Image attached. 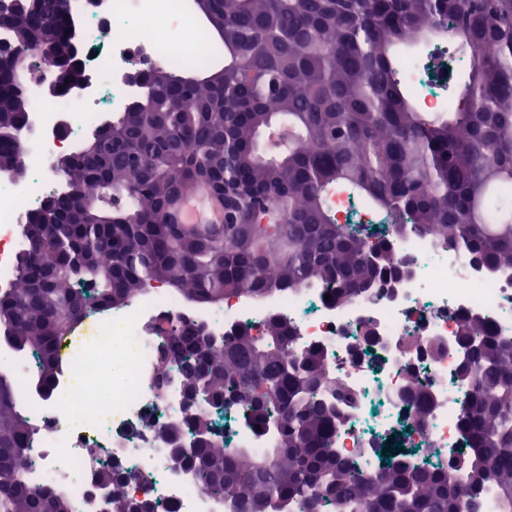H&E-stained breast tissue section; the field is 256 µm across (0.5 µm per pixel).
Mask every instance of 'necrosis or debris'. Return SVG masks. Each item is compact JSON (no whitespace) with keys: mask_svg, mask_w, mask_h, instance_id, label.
<instances>
[{"mask_svg":"<svg viewBox=\"0 0 512 512\" xmlns=\"http://www.w3.org/2000/svg\"><path fill=\"white\" fill-rule=\"evenodd\" d=\"M70 18L85 36L83 63L89 88L80 95H32V109L20 131L29 143L23 172L0 174V288L15 282L16 260L31 212L49 196L64 194L67 183L52 167L58 153H71L124 112L135 95L123 76L150 67L180 69L220 59L207 29L185 0H70ZM406 81L421 95L420 109H448V56L434 47L421 50L419 66L404 65ZM429 237L413 233L397 239L395 257L411 273L392 288L339 305L319 288L283 292L263 300L230 295L223 318L174 295L165 285L148 284L127 304L97 311L79 328V340L49 395L32 391L28 379L17 395L35 428L22 472L31 485L53 480L76 504V512H101L105 490L96 472L118 460L128 476L130 497L157 503L160 512H233L231 503L212 496L194 472L170 461L159 430H177L182 397L176 370L158 385V362L150 343L167 319L187 321L221 337L236 327L262 335L269 321L283 317L296 328L285 350L294 359L303 350L324 351L327 396L344 395L339 405L334 446L353 460L375 457L396 426H403L411 447L429 449L440 466L463 468L467 456L459 399L446 382L465 354L457 317L476 313L495 325L512 308V268L491 271L460 262L461 250H442L427 262ZM370 327V337L360 336ZM119 368L112 398L96 401L101 386L95 371ZM426 380L432 398L424 421L406 409L403 396L414 378Z\"/></svg>","mask_w":512,"mask_h":512,"instance_id":"1","label":"necrosis or debris"}]
</instances>
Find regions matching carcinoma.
<instances>
[{
	"mask_svg": "<svg viewBox=\"0 0 512 512\" xmlns=\"http://www.w3.org/2000/svg\"><path fill=\"white\" fill-rule=\"evenodd\" d=\"M201 12L224 66L142 72L127 110L61 161L70 191L26 224L16 281L0 291V341L31 358L42 395L60 341L149 281L210 306L310 287L344 303L385 285L408 232L455 242L472 264L512 268V0H202ZM71 28L67 0L0 7L12 41L0 54V159L17 173L27 145L16 131L31 105L19 54L54 29L49 49L67 57ZM435 37L464 63L441 114L417 111L399 75L400 60ZM337 187L385 213L387 233L337 223ZM197 193L220 222L180 219ZM511 327L510 312L495 329L458 318L461 344L474 349L452 380L466 404V469L400 454L374 477L375 460L336 455L324 350L287 361L286 320L220 340L166 320L154 349L190 391L178 419L196 444L183 456L235 512H272L275 501L291 512H475L491 493L512 512V335H501ZM409 396L424 414L428 388L416 382ZM215 409L236 413L264 447L226 452ZM32 433L13 376L0 371V512H75L20 472ZM97 481L126 512L120 468Z\"/></svg>",
	"mask_w": 512,
	"mask_h": 512,
	"instance_id": "cac0c4a2",
	"label": "carcinoma"
}]
</instances>
